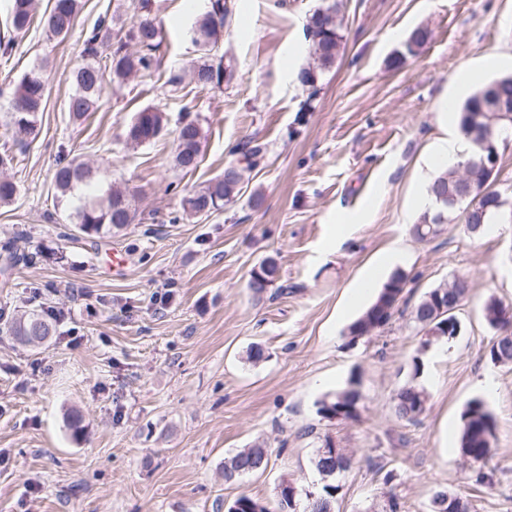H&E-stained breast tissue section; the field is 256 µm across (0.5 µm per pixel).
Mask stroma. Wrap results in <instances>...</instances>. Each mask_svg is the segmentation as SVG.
I'll return each mask as SVG.
<instances>
[{
  "label": "stroma",
  "instance_id": "1",
  "mask_svg": "<svg viewBox=\"0 0 512 512\" xmlns=\"http://www.w3.org/2000/svg\"><path fill=\"white\" fill-rule=\"evenodd\" d=\"M316 3L226 0L221 51L232 82L174 95L170 75H189L199 58L190 34L203 8L154 0L159 68L108 84L81 123L67 111L77 37L51 43L34 23L0 59V150L14 155L6 174L19 187L0 206V242L26 235L34 255L0 276V512H225L244 492L273 497L284 478L320 486L313 458L327 435L353 459L335 512H366L389 486L402 512H428L438 490L466 498L470 512H512V363L491 362L496 331L483 312L492 298L512 307V223L477 237L459 223L426 241L410 232L432 147L460 131L441 125L439 101L465 64L512 57V0H343L342 49L303 112L297 74L310 61L304 25ZM418 29L427 39L411 56L405 43ZM35 67L45 108L37 137L16 144L8 102ZM146 106L164 112L165 128L130 147L125 126ZM186 118L204 131L192 174L172 162ZM250 139L267 155L240 198L208 217L184 213L182 197ZM66 155L133 195L132 224L94 241L62 236L52 176ZM268 258L277 285L254 294L250 273ZM396 271L406 303L380 333L351 340L349 325L371 303L350 304L351 292ZM455 276L469 288L461 331L423 348L410 305ZM42 305L60 314L56 338L16 343L6 322ZM255 346L258 361L248 358ZM354 377L359 418H322L319 401ZM409 382L429 394L415 424L391 405ZM476 397L497 425L483 466L459 453L461 413ZM258 443L267 469L225 482V459Z\"/></svg>",
  "mask_w": 512,
  "mask_h": 512
}]
</instances>
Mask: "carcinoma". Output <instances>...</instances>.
Listing matches in <instances>:
<instances>
[{
  "instance_id": "carcinoma-1",
  "label": "carcinoma",
  "mask_w": 512,
  "mask_h": 512,
  "mask_svg": "<svg viewBox=\"0 0 512 512\" xmlns=\"http://www.w3.org/2000/svg\"><path fill=\"white\" fill-rule=\"evenodd\" d=\"M133 10L131 26L122 37L112 36V23L122 16L125 8ZM81 9L79 0H53L52 6L43 15L42 23L52 38L62 40L74 34L77 15ZM34 0H11L10 22L13 31L27 29L33 20ZM226 8L224 0H210L209 9L197 21L192 30L193 42L204 51L203 60L190 72V84L194 89H220L231 80L233 68L224 63V55L218 54L223 39ZM343 16L340 0H326L309 17L306 38L313 49V63L300 70L298 81L308 91L301 111L311 108L318 93L319 73L330 69L336 61L342 41ZM86 62L72 73L74 91L68 99L67 109L74 121L84 120L96 111L106 88L107 79L124 80L137 73H151L156 65V52L162 41V29L151 13V0H119L112 10V18L103 19L92 28L81 31ZM46 85L43 74L37 68L27 72L16 85L12 94L9 125L15 137L35 134L39 113L43 111ZM512 106V76L500 77L484 88L471 94L459 108V125L462 133L471 137L482 134V129L493 127V137L486 150L471 149L453 167L440 172L429 184L428 194L435 208L424 212L411 233L419 240L431 238L438 233L441 224H449L457 218L468 224H493L507 217V211L499 207V200L506 191L495 188L497 177L490 176L485 164L500 147L501 140L512 132V111L501 112L499 103ZM165 126V115L160 109L146 106L136 112L126 128V140L133 146L156 139ZM202 128L193 120L184 121L177 129L174 162L183 172H193L200 163ZM267 147L256 142L239 150L245 165L230 163L224 171L211 178L201 189L183 198L184 211L200 216H210L235 200L241 192L243 175L256 169L264 159ZM94 171L88 163L74 158L56 168L52 183L56 198L66 205L65 223L74 231L89 237L103 238L114 229H122L134 217L129 193L107 184L101 194L91 196L81 192L93 182ZM464 180L476 190L478 203L462 202L449 206L439 201L436 191L448 184ZM27 240L16 236L5 242L4 264L10 261H27ZM278 268L271 259L264 260L251 271L248 288L263 294L277 280ZM451 282L458 300H463L468 291L467 281L455 276ZM407 280L396 271L383 284L375 301L349 327L350 336H370L385 328L391 321L397 304L403 298ZM448 284L442 283L426 292L410 311L411 323L419 331L436 326L435 313L446 301ZM506 307L495 299L484 306V317L489 325L500 331L493 341L489 355H497L512 361V318H505ZM7 332L21 344L38 347L49 342L57 332V316L46 310L33 309L10 322ZM363 399L359 381L352 380L347 389L329 395L320 401L318 412L325 418L340 415L355 419L359 415ZM396 414L407 422L417 418L409 414L415 404H428L429 394L420 385L407 383L391 398ZM460 454L473 464H484L493 455L496 439V421L483 399L470 400L462 413ZM267 450L260 445L244 448L224 462V480L236 482L243 477L267 469ZM351 457L344 449L335 456L317 455L314 466L322 476V485L304 496L291 499L292 483L283 479L280 491L271 500L240 494L227 508V512H335L334 504L339 485L336 479L349 469Z\"/></svg>"
}]
</instances>
